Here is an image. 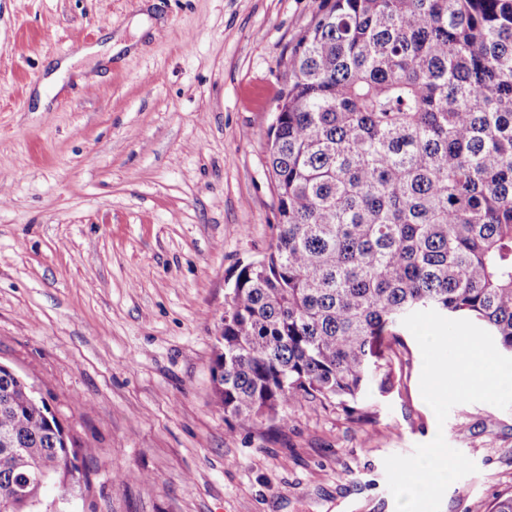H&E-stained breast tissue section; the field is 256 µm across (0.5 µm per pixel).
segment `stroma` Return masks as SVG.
<instances>
[{
	"label": "stroma",
	"mask_w": 512,
	"mask_h": 512,
	"mask_svg": "<svg viewBox=\"0 0 512 512\" xmlns=\"http://www.w3.org/2000/svg\"><path fill=\"white\" fill-rule=\"evenodd\" d=\"M322 5L0 0V365L92 446L78 512H396L384 459L439 432L477 467L440 512L512 491V409L438 424L408 331L365 426L333 405L249 428L214 408L225 295L271 239V104ZM115 38L110 60L79 54Z\"/></svg>",
	"instance_id": "obj_1"
}]
</instances>
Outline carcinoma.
<instances>
[{"label":"carcinoma","mask_w":512,"mask_h":512,"mask_svg":"<svg viewBox=\"0 0 512 512\" xmlns=\"http://www.w3.org/2000/svg\"><path fill=\"white\" fill-rule=\"evenodd\" d=\"M271 242L238 264L212 370L224 420L334 403L365 424L433 309L512 355V0H327L276 97ZM81 448L0 366V512H68Z\"/></svg>","instance_id":"carcinoma-1"}]
</instances>
